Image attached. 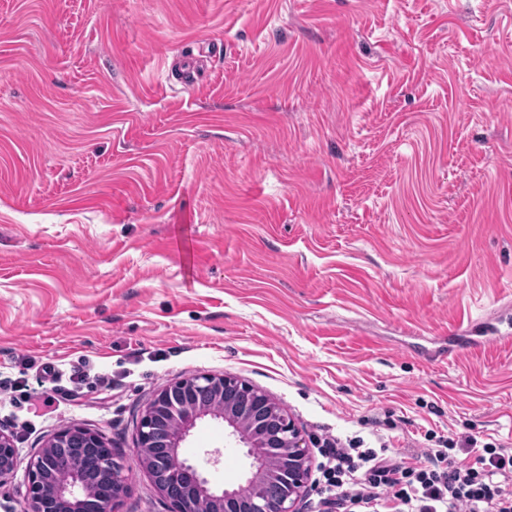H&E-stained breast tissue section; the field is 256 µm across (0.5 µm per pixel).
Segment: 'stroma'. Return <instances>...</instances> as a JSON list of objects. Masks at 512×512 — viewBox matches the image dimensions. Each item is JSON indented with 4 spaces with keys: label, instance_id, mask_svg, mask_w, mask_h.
Masks as SVG:
<instances>
[{
    "label": "stroma",
    "instance_id": "obj_1",
    "mask_svg": "<svg viewBox=\"0 0 512 512\" xmlns=\"http://www.w3.org/2000/svg\"><path fill=\"white\" fill-rule=\"evenodd\" d=\"M48 363L51 405L0 392V512L72 425L120 456L118 512H167L136 421L200 373L316 463L512 452V0H0V379ZM181 455L250 465L208 419ZM16 456L12 435L0 429V485L13 477Z\"/></svg>",
    "mask_w": 512,
    "mask_h": 512
}]
</instances>
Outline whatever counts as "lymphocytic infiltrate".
I'll return each instance as SVG.
<instances>
[{"mask_svg":"<svg viewBox=\"0 0 512 512\" xmlns=\"http://www.w3.org/2000/svg\"><path fill=\"white\" fill-rule=\"evenodd\" d=\"M453 442L387 455L351 442L333 449L325 512H512V454L485 447L476 465L456 462Z\"/></svg>","mask_w":512,"mask_h":512,"instance_id":"1","label":"lymphocytic infiltrate"}]
</instances>
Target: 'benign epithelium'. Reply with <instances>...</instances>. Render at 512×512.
<instances>
[{"label": "benign epithelium", "instance_id": "1", "mask_svg": "<svg viewBox=\"0 0 512 512\" xmlns=\"http://www.w3.org/2000/svg\"><path fill=\"white\" fill-rule=\"evenodd\" d=\"M206 417L224 421L247 448L252 472L246 485L213 488L196 467L180 458L181 443ZM71 442L98 448L112 460L111 488L91 491L78 462L66 482L46 478L50 450ZM135 450L168 512H300L298 505L311 485L309 446L290 415L266 392L226 375L195 374L159 389L141 411ZM159 451L179 459L178 481L161 480L149 466ZM16 456L12 435L0 429V485L13 477ZM126 484L116 454L100 433L66 426L28 464L25 512H99L89 504L98 499L115 506Z\"/></svg>", "mask_w": 512, "mask_h": 512}]
</instances>
